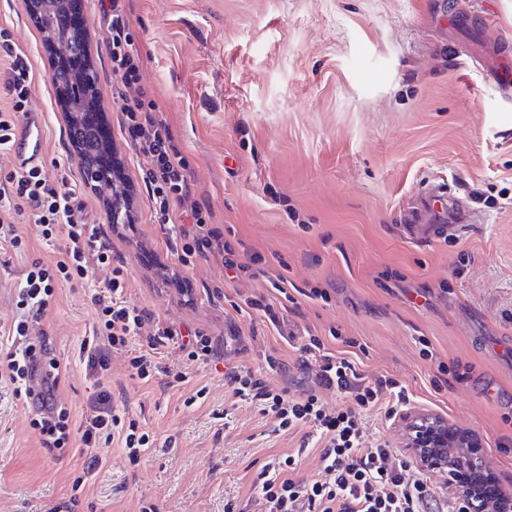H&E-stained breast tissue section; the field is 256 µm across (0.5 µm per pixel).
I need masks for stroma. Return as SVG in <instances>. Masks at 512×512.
I'll return each instance as SVG.
<instances>
[{
    "label": "stroma",
    "instance_id": "1",
    "mask_svg": "<svg viewBox=\"0 0 512 512\" xmlns=\"http://www.w3.org/2000/svg\"><path fill=\"white\" fill-rule=\"evenodd\" d=\"M89 61L98 73L101 118L121 160L133 200L131 223L113 224L91 189L67 134L51 82L53 52L28 0H0L8 30L33 72L27 106L46 112L49 184L72 191L100 240L128 270L127 299L180 332L254 336L249 366L274 350L287 367L268 373L298 395V354L256 316L237 312L236 294L265 279L228 281L221 257L182 264L172 233L154 217L142 179L144 161L123 138L125 102L112 75L98 0H82ZM141 60L146 98L167 123L188 164L196 200L214 223L245 245L241 261L262 254L269 274L287 268L296 287L325 289L329 301L299 297V326L327 336L330 349L358 339L354 361L366 380L399 379L411 409L474 431L501 484L512 489V96L486 82L448 36L447 16H488L493 33L512 40V0H124ZM444 177L451 210L467 219L444 239L411 240L403 218L423 185ZM16 225L24 252L0 254V342L20 317L17 293L33 261L60 255L32 219L0 207ZM168 266L179 284L165 282ZM110 276L93 267L82 283H56V301L40 322L64 375L56 393L81 422L99 387L128 409L169 453L148 451L140 466L121 444L100 443L103 465L73 498L86 460L79 448L49 455L32 432L35 408L13 403L0 384V512H224L236 497L244 512L258 468L296 448L255 408L234 402L224 370L184 366L185 380L129 379L114 352L104 382L78 359L95 320L94 288ZM222 288L223 297L212 294ZM427 337L437 357L470 372L437 392L434 368L419 355ZM204 399L186 407L198 389Z\"/></svg>",
    "mask_w": 512,
    "mask_h": 512
}]
</instances>
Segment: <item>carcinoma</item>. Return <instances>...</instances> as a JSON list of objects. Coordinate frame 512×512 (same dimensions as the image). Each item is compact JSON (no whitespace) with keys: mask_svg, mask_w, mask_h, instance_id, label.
I'll list each match as a JSON object with an SVG mask.
<instances>
[{"mask_svg":"<svg viewBox=\"0 0 512 512\" xmlns=\"http://www.w3.org/2000/svg\"><path fill=\"white\" fill-rule=\"evenodd\" d=\"M68 3L69 0H42L36 21L47 41L66 42L70 44L74 58H84L87 56L85 32L75 27ZM51 81L56 89L68 94L71 102L77 103L76 107L68 108V135L81 157L82 167L112 173V160L105 154L103 133L95 119L96 71L89 63L76 69L68 60L54 65Z\"/></svg>","mask_w":512,"mask_h":512,"instance_id":"1","label":"carcinoma"}]
</instances>
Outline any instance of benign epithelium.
Listing matches in <instances>:
<instances>
[{"instance_id":"obj_1","label":"benign epithelium","mask_w":512,"mask_h":512,"mask_svg":"<svg viewBox=\"0 0 512 512\" xmlns=\"http://www.w3.org/2000/svg\"><path fill=\"white\" fill-rule=\"evenodd\" d=\"M88 184L106 196L115 220L124 219V198L113 195L109 177L93 171ZM402 422L404 446L420 465L447 476L448 492L464 505L462 512H512L511 490L500 483L493 491L487 488V480L496 479V474L478 435L430 413L410 412Z\"/></svg>"}]
</instances>
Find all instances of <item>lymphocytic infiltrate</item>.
<instances>
[{"mask_svg": "<svg viewBox=\"0 0 512 512\" xmlns=\"http://www.w3.org/2000/svg\"><path fill=\"white\" fill-rule=\"evenodd\" d=\"M104 15L108 20L112 73L125 102L123 133L146 163L142 174L155 218L169 225L182 264L217 252L223 257L225 270L236 278L269 277L273 295L248 296L243 300V310L260 315L277 331L287 332L289 345L300 354L302 369L311 373V386L297 397L289 396L284 389L275 390L267 383L265 373L282 368L279 358L265 355L263 367L253 368L246 362L251 348L243 337L231 336L221 344L200 333L183 336L149 310L130 305L125 297L127 271L113 264L112 252L100 241L97 225L82 221L81 207L72 193L50 186L41 168L33 167L9 176L11 189L5 198L16 212L30 211L44 240L61 236L66 244L54 264L32 262L25 275L17 304L29 318L14 325L9 347L0 350V382L11 385L16 401H28V379L35 367H42L45 389L41 408L30 422L42 447L51 455L61 456L74 442H81L90 455L88 468L93 471L100 465L93 454L100 441L120 440L134 465L157 444L138 420L114 407L112 394L106 389L90 399L80 425H73L68 408L54 401L61 381L59 364L45 336L34 337L29 331L30 321L42 320L54 304L55 283L86 280L91 266L106 265L112 269L111 276L91 297L96 319L90 336L83 338L79 348V358L87 368L106 375L110 351L128 347L133 337L142 334L146 337L145 348L128 359L131 378L147 381L163 374L180 381L183 373L171 372L157 361L159 347L172 345L189 361L208 363L217 359L222 346L228 344L236 357L224 369V383L232 397L270 419L275 431L299 434L296 451L265 463L254 478L252 489L260 512H454V501L436 500L429 474L407 478L410 461L399 458L388 441H365L366 413L378 410L387 419H395L398 410L411 400L407 387L384 375L371 383L365 381L344 352L329 351L310 329L291 324L288 304L293 296L287 276H268L266 261L259 255L249 262H238L234 243L212 224L210 212L192 203L186 160L174 145L166 122L153 104L146 102L140 86V58L128 33L122 0H109ZM31 81L30 66L15 59L8 86L13 105L11 111L0 113V147L8 145L17 127ZM326 392L342 398L343 406L328 410L322 400ZM313 442L318 445L322 477L307 483L298 480L295 473Z\"/></svg>", "mask_w": 512, "mask_h": 512, "instance_id": "lymphocytic-infiltrate-1", "label": "lymphocytic infiltrate"}]
</instances>
